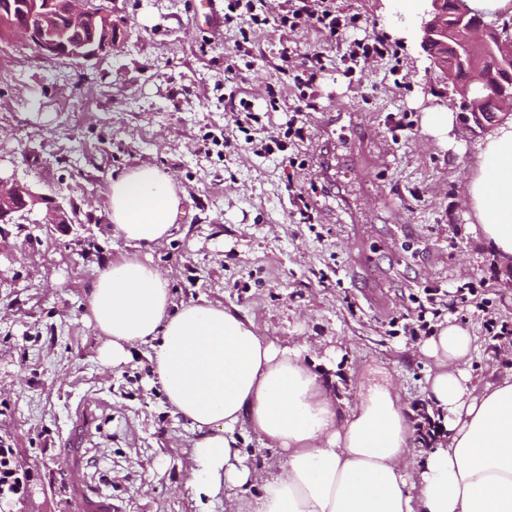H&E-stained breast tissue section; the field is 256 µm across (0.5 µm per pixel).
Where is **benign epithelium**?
<instances>
[{
    "instance_id": "7a95c632",
    "label": "benign epithelium",
    "mask_w": 512,
    "mask_h": 512,
    "mask_svg": "<svg viewBox=\"0 0 512 512\" xmlns=\"http://www.w3.org/2000/svg\"><path fill=\"white\" fill-rule=\"evenodd\" d=\"M420 48L459 109L468 142L512 123V29L500 17L452 6L449 0H420ZM112 0H15L0 8V33L30 44L43 59L78 63L114 49ZM46 209L45 223L66 225L56 199L36 193L15 178L0 177V235L4 226Z\"/></svg>"
}]
</instances>
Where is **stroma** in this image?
<instances>
[{"label": "stroma", "mask_w": 512, "mask_h": 512, "mask_svg": "<svg viewBox=\"0 0 512 512\" xmlns=\"http://www.w3.org/2000/svg\"><path fill=\"white\" fill-rule=\"evenodd\" d=\"M332 2L356 18L355 37L390 35L401 61L375 58L351 73L313 29L266 26L239 88L259 115L257 138L284 140L294 165L246 143L201 152L204 136L238 133L224 66L240 34L209 28L205 0H114L120 48L80 65L0 41V175L55 196L71 222L44 224L37 210L22 217L25 234L0 238V437L35 512H79L76 477L110 495L115 512H239L252 497L234 488L201 508L189 482L196 434L152 383L148 346L103 367L82 319L95 271L128 252L113 234L109 193L137 164L157 166L184 195L170 240L140 252L169 278L174 303L238 310L269 340L320 359L338 351L349 399L360 376L386 369L417 412L429 402L427 366L407 326L426 291L441 288L445 317L476 338L475 382L512 372V349L486 350V317L512 326V279L468 206L477 152L462 129L445 146L423 133L422 112L444 105L439 84L416 40L389 34L380 0ZM285 45L323 52L326 65L302 142L286 136ZM395 117L407 128L393 129ZM297 193L312 223L296 222ZM471 281L475 296L460 302Z\"/></svg>", "instance_id": "stroma-1"}]
</instances>
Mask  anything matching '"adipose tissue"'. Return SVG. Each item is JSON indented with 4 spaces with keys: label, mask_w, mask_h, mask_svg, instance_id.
Wrapping results in <instances>:
<instances>
[{
    "label": "adipose tissue",
    "mask_w": 512,
    "mask_h": 512,
    "mask_svg": "<svg viewBox=\"0 0 512 512\" xmlns=\"http://www.w3.org/2000/svg\"><path fill=\"white\" fill-rule=\"evenodd\" d=\"M467 197L484 238L512 259V125L486 136ZM181 203L173 179L141 163L113 180L110 220L127 246L147 247L170 236ZM84 319L102 366L149 344L170 407L197 432L198 494L257 487L247 512H512V373L476 384L462 324L439 323L418 345L443 436L409 465L415 422L385 372L372 371L347 401L336 376L307 364L306 346L277 345L220 305L175 304L169 279L138 257L99 270ZM243 421L278 455L265 475L238 446Z\"/></svg>",
    "instance_id": "1"
}]
</instances>
